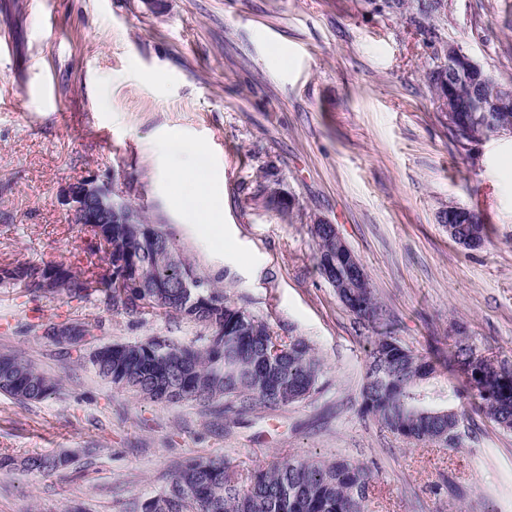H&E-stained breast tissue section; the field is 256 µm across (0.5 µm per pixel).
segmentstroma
Segmentation results:
<instances>
[{
  "label": "stroma",
  "mask_w": 512,
  "mask_h": 512,
  "mask_svg": "<svg viewBox=\"0 0 512 512\" xmlns=\"http://www.w3.org/2000/svg\"><path fill=\"white\" fill-rule=\"evenodd\" d=\"M437 29L512 84V0H449ZM427 41L381 0H0V268L88 267L90 233L69 223L63 194L112 178L228 301L307 341L326 370L320 395L283 409L217 418L145 401L29 324L98 319L104 342H190L203 327L0 283V353L59 381L39 403L0 395V457L77 456L46 475L0 467V512H124L189 459L219 456L244 474L300 455L369 467L368 512H512V432L469 399L457 448L405 441L359 412L375 332L316 265L322 217L363 263L394 336L433 362L434 385L451 378L460 327L512 363V137L451 138ZM187 165L223 198V237L178 206L174 174ZM451 205L479 213L482 247L449 238ZM449 475L464 497L433 494Z\"/></svg>",
  "instance_id": "1"
}]
</instances>
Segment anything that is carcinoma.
Returning <instances> with one entry per match:
<instances>
[{"label": "carcinoma", "instance_id": "cac0c4a2", "mask_svg": "<svg viewBox=\"0 0 512 512\" xmlns=\"http://www.w3.org/2000/svg\"><path fill=\"white\" fill-rule=\"evenodd\" d=\"M412 5L424 21L445 6L442 0H394L402 10ZM448 92L461 112L459 119L478 142L490 122H511L512 106H485L471 93L482 73L441 65ZM107 224L102 251L109 276L86 270H64L24 263L0 270V282L21 285L38 298L64 294L93 299L107 310L163 313L191 321L208 335L200 343L182 344L164 336L148 341L113 342L89 354V362L114 387L150 401H196L214 406L213 413L245 414L260 408L280 409L312 400L323 387V364L302 339L274 335L269 324L224 299V292L198 273L160 224ZM58 287H48L50 275ZM365 326L385 322L370 288H351L343 300ZM76 340H96L100 321H72ZM458 382L445 391L428 388L435 368L405 347L389 331L379 332L368 351L366 381L360 390L361 411L389 433L409 442L462 445L463 413L455 403L469 396L500 428L512 431V368L486 358L474 343L459 339L451 345ZM58 383L21 354L0 355V395L18 402H39ZM68 456L34 452L20 461L31 474L57 472ZM372 471L345 458L333 461L294 458L246 475L222 458H196L181 464L169 485L155 497L128 503L127 512H366Z\"/></svg>", "mask_w": 512, "mask_h": 512}]
</instances>
